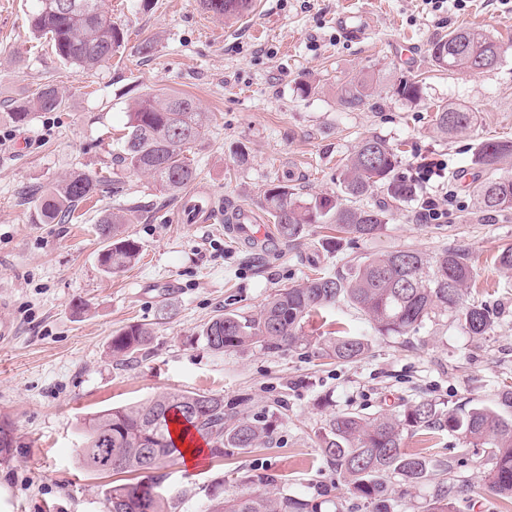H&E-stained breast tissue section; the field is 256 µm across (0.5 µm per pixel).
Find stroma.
Segmentation results:
<instances>
[{
    "mask_svg": "<svg viewBox=\"0 0 512 512\" xmlns=\"http://www.w3.org/2000/svg\"><path fill=\"white\" fill-rule=\"evenodd\" d=\"M198 2L107 0L123 46L112 62L82 74L30 34L34 0H0V321L14 328L0 343V417L17 437L13 455L0 463V512H104L109 479L78 456L84 419L175 390L222 395L236 412L275 427L269 444L247 452L205 453L191 468L182 456L167 459L162 488L178 499L177 512H206L208 490L231 495L241 477L261 474L296 496L335 486L336 512H372L322 457L318 433L331 415L395 414L424 399L451 409L491 406L512 386V270L496 262L512 246V209L477 210L472 192L482 176L472 163L476 145L512 140V7L500 0H445L437 11L425 0H261L246 22L221 26ZM342 12L367 16L361 39L338 31ZM465 27L504 45L494 69L432 62V42ZM147 42L153 49L145 54ZM403 75L420 81L418 102L394 95ZM364 77L373 81L372 95L345 109L341 87ZM46 84L59 88L62 110L14 124L17 102ZM148 93L189 96L210 114L191 156L197 185L222 198L225 212L245 206L272 225L264 192L278 183L307 201L336 196L347 158L362 138L377 135L399 147L401 172L447 162L443 182L427 191L447 197L448 218L416 222L412 199L393 205L382 233L336 247L322 224L306 226L293 242L250 247L223 225L180 223L184 195L161 194L150 176L115 160L128 112ZM446 105L474 112L473 128L441 134L434 113ZM100 170L109 180L78 206L76 220L34 222L41 194L69 173ZM116 210L130 213L120 230L141 251L134 264L108 274L99 265L104 242L96 222ZM451 246L474 265L468 299L494 311L485 336H469L451 314L406 336H382L342 301L307 320L305 344L286 352L255 344L216 354L199 338L217 311L257 313L278 290L349 260L408 249L434 257ZM134 323L153 326L155 336L122 367L109 342ZM339 333L367 340L368 352L353 363L318 357L316 342ZM404 449L456 465L440 482H390L392 512H426L442 482L458 488L451 512H512L486 487L482 449L460 436H409Z\"/></svg>",
    "mask_w": 512,
    "mask_h": 512,
    "instance_id": "35a3bbf8",
    "label": "stroma"
}]
</instances>
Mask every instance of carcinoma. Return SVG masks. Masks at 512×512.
<instances>
[{"mask_svg": "<svg viewBox=\"0 0 512 512\" xmlns=\"http://www.w3.org/2000/svg\"><path fill=\"white\" fill-rule=\"evenodd\" d=\"M64 9L53 10L38 3L30 25L35 34L51 42L55 53L79 71H92L108 63L123 42V32L112 22L105 0H59ZM503 50L494 37L470 28L456 29L435 40L430 48L440 67L472 71L479 52ZM369 83L352 80L341 87L340 101L348 109L361 107ZM395 93L408 102L421 97L417 81L406 76L396 80ZM63 97L53 84L42 86L35 97L17 103L11 120L25 124L34 112H56ZM474 112L461 106H443L435 123L448 134L470 129ZM207 113L185 95L147 94L129 112L118 163L126 170L148 174L160 188L180 193L197 179V169L188 157L191 145L201 136ZM512 159V141H485L474 153V165L486 171ZM399 153L386 139L363 138L344 164L339 179L340 196L304 202L294 189L275 186L265 192L267 212L278 236L297 240L305 226L331 220L342 239L358 240L378 234L386 224L387 209L364 206L363 198L381 191L391 202L402 203L416 194L413 181L399 175ZM108 181L105 171L75 172L36 199L35 222L67 221L76 206L89 199ZM477 201L488 211L512 208V177L490 176L475 188ZM129 223L127 214L109 212L97 221L98 235L107 242L100 257L110 273L130 265L139 255L138 244L118 233ZM474 269L469 254L448 248L434 258L416 251H395L357 260L334 274L283 288L255 315L226 310L212 318L201 337L211 351L222 354L259 344L277 353L303 342L302 325L314 313L348 300L367 317L381 336H405L418 331L427 320L452 313L470 336H484L494 327L493 312L483 303H469L465 290L471 287ZM154 329L134 324L112 333L110 350L115 357H128L150 344ZM368 351L361 339L339 335L320 343L318 354L352 363ZM201 436L213 457L224 449L248 450L272 440V425L224 409V397L206 392L170 391L150 400L114 407L85 419L86 443L80 449L84 466L98 473L151 474L168 458L180 453L171 435L170 423ZM422 431L452 432L472 448L487 453L490 468L487 488L512 499V387H504L494 407L475 403L465 410H450L432 400L413 402L397 414L372 417L357 412L332 416L319 434V448L330 467L343 478L349 494L373 505V512H391L387 497L391 478L407 487L424 483L434 473L450 472L453 458L434 466L419 454L402 448L407 435ZM272 476H248L239 494L226 498L214 491L208 512H322L320 497L330 495L324 487L310 498L274 491ZM154 484L109 483L105 502L116 512H171V499L154 490ZM454 487L441 486L430 512H451Z\"/></svg>", "mask_w": 512, "mask_h": 512, "instance_id": "1", "label": "carcinoma"}]
</instances>
